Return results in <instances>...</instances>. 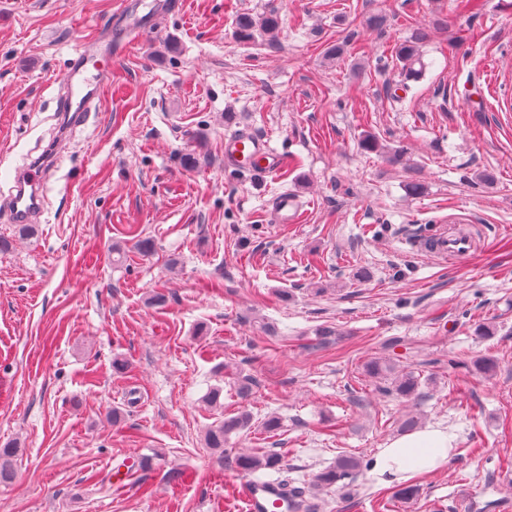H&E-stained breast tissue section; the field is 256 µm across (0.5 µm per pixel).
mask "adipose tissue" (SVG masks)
<instances>
[{
    "mask_svg": "<svg viewBox=\"0 0 512 512\" xmlns=\"http://www.w3.org/2000/svg\"><path fill=\"white\" fill-rule=\"evenodd\" d=\"M455 448L453 433L429 425L391 440L378 453L374 473L383 484L433 475L445 469Z\"/></svg>",
    "mask_w": 512,
    "mask_h": 512,
    "instance_id": "obj_1",
    "label": "adipose tissue"
}]
</instances>
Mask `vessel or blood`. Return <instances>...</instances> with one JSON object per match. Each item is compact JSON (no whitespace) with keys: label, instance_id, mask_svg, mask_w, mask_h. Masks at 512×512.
<instances>
[{"label":"vessel or blood","instance_id":"b4317fda","mask_svg":"<svg viewBox=\"0 0 512 512\" xmlns=\"http://www.w3.org/2000/svg\"><path fill=\"white\" fill-rule=\"evenodd\" d=\"M112 82V46L94 44L84 46L71 58L66 72V91L60 110L68 128H75L85 112L98 101L103 90ZM224 158L228 165L260 170L273 175L283 166V159L274 153L266 138L249 133H239L224 142ZM44 170L31 165L18 174L7 198V209L12 222L31 223L40 215L44 202ZM430 238L435 243V253L454 261L467 258L473 249L470 237L449 235L446 226L435 227ZM282 491L280 483L244 478L242 497L246 512H273L279 504Z\"/></svg>","mask_w":512,"mask_h":512}]
</instances>
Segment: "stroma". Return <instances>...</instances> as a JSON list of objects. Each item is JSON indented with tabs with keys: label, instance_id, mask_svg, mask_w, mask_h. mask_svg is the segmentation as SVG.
Masks as SVG:
<instances>
[{
	"label": "stroma",
	"instance_id": "35a3bbf8",
	"mask_svg": "<svg viewBox=\"0 0 512 512\" xmlns=\"http://www.w3.org/2000/svg\"><path fill=\"white\" fill-rule=\"evenodd\" d=\"M456 4L0 0V189L47 145L57 159L34 235L0 223V445L18 448L0 512H244L240 480L203 442L242 410L252 427L229 447L278 451L306 481L339 455L375 458L410 412L455 434L417 500L367 468L320 512H512V0ZM272 8L276 35L239 37L238 14ZM132 25L149 31L113 39L96 111L59 131L70 56ZM419 32L423 75L404 91L391 49ZM237 130L265 136L283 169L226 166ZM369 135L380 151L360 148ZM285 192L299 223L274 220ZM439 224L476 227L470 257L414 248ZM145 238L152 252L136 249ZM375 356L420 374L417 405L376 392ZM484 357L492 376L448 366ZM240 375L254 380L245 401ZM157 451L114 487L119 464ZM173 466L184 483L167 481Z\"/></svg>",
	"mask_w": 512,
	"mask_h": 512
}]
</instances>
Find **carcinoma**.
I'll return each instance as SVG.
<instances>
[{"instance_id": "obj_1", "label": "carcinoma", "mask_w": 512, "mask_h": 512, "mask_svg": "<svg viewBox=\"0 0 512 512\" xmlns=\"http://www.w3.org/2000/svg\"><path fill=\"white\" fill-rule=\"evenodd\" d=\"M280 26L279 13L274 9L258 19L249 14H242L237 19L238 31L244 38L251 37L257 27L273 35L278 32ZM420 40L421 37L417 36L393 46V60L406 81H416L421 77L422 71L415 68V63L420 56ZM364 371L368 377L379 383L377 389L388 396L404 402H415L420 397V376L412 370L397 371L389 360L374 357L365 363ZM251 426L252 416L245 411L231 417H224L207 428L204 436L205 446L216 455L219 462L226 461L230 466L241 469L249 475L260 471H272L278 474L287 471L284 456L274 450L260 454L239 452L231 455L226 452L224 445L229 436L247 431ZM16 454L17 448L14 445H0V481H7L13 477L12 461ZM362 467L361 458L354 455H341L336 458L334 465L316 473L306 486L286 478L280 480L288 499V512H319L320 506L313 489L328 491L338 484L345 487L347 481L357 477Z\"/></svg>"}]
</instances>
